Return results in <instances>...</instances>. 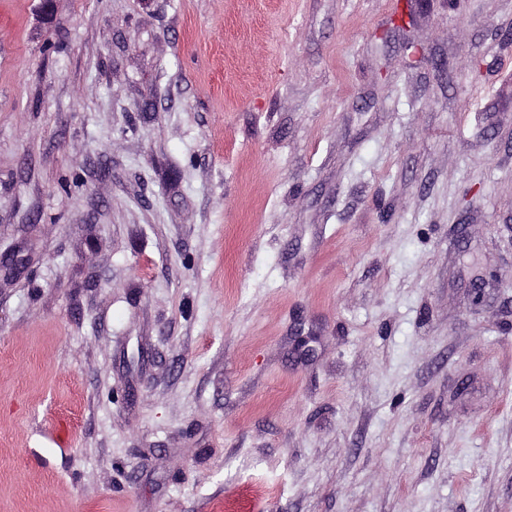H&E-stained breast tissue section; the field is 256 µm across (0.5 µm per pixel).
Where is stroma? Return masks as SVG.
<instances>
[{
	"label": "stroma",
	"mask_w": 512,
	"mask_h": 512,
	"mask_svg": "<svg viewBox=\"0 0 512 512\" xmlns=\"http://www.w3.org/2000/svg\"><path fill=\"white\" fill-rule=\"evenodd\" d=\"M40 11L0 0V512H512V0Z\"/></svg>",
	"instance_id": "obj_1"
}]
</instances>
